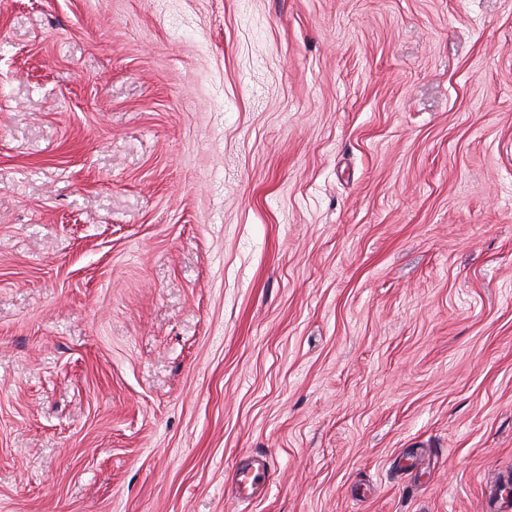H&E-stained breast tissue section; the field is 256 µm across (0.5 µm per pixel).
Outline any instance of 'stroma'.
Segmentation results:
<instances>
[{"label":"stroma","instance_id":"stroma-1","mask_svg":"<svg viewBox=\"0 0 512 512\" xmlns=\"http://www.w3.org/2000/svg\"><path fill=\"white\" fill-rule=\"evenodd\" d=\"M508 499L512 0H0V512ZM271 473L262 459H253L238 473V492L242 497L253 495L256 490L265 486Z\"/></svg>","mask_w":512,"mask_h":512}]
</instances>
